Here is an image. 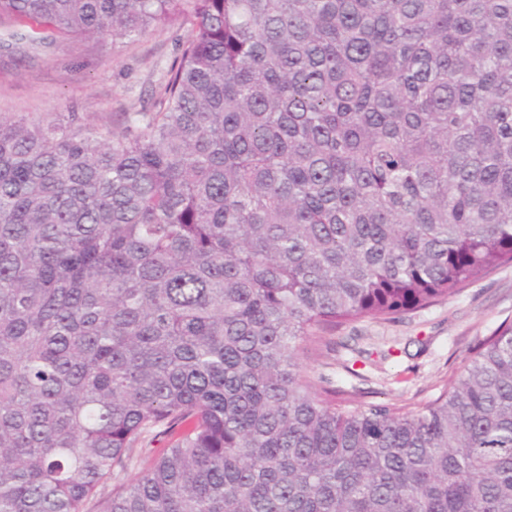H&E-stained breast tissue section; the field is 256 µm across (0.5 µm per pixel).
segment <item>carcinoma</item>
I'll use <instances>...</instances> for the list:
<instances>
[{"mask_svg":"<svg viewBox=\"0 0 512 512\" xmlns=\"http://www.w3.org/2000/svg\"><path fill=\"white\" fill-rule=\"evenodd\" d=\"M180 18L156 110L0 117V512H512V325L418 411L299 362L512 262V0H0ZM164 445L165 441L161 438L154 440L151 436L147 437L142 447L135 452L129 473L134 474L144 470L149 465L151 458L154 457L161 448H164Z\"/></svg>","mask_w":512,"mask_h":512,"instance_id":"1","label":"carcinoma"}]
</instances>
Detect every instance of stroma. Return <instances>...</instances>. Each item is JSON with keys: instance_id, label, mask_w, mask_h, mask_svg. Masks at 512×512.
<instances>
[{"instance_id": "35a3bbf8", "label": "stroma", "mask_w": 512, "mask_h": 512, "mask_svg": "<svg viewBox=\"0 0 512 512\" xmlns=\"http://www.w3.org/2000/svg\"><path fill=\"white\" fill-rule=\"evenodd\" d=\"M186 39V26L174 22L132 39L59 38L32 58L0 47V116L82 112L94 126L116 125L123 113L151 109ZM510 323L512 263L431 306L351 323L300 363L353 392L356 405L415 411L463 371L480 341Z\"/></svg>"}]
</instances>
